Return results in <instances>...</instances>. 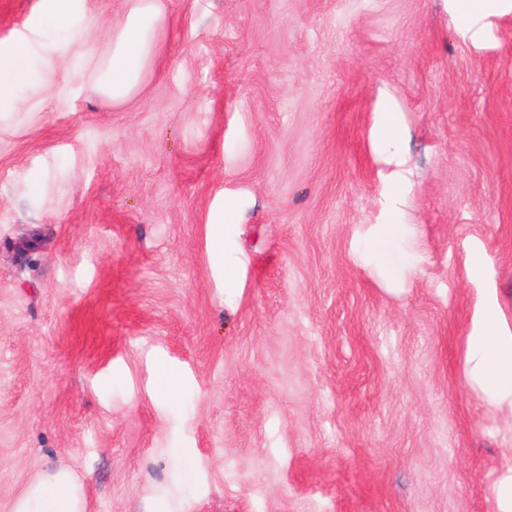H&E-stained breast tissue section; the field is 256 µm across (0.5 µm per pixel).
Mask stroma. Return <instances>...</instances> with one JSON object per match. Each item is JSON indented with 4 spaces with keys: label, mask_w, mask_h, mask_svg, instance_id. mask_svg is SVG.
<instances>
[{
    "label": "stroma",
    "mask_w": 512,
    "mask_h": 512,
    "mask_svg": "<svg viewBox=\"0 0 512 512\" xmlns=\"http://www.w3.org/2000/svg\"><path fill=\"white\" fill-rule=\"evenodd\" d=\"M80 6L103 52L127 0ZM154 42L122 104L0 117V512L54 468L85 512H502L512 0H167ZM470 379L492 402L512 403V334H503L493 310L484 316L483 332L475 336L469 357Z\"/></svg>",
    "instance_id": "35a3bbf8"
}]
</instances>
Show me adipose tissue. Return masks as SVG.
<instances>
[{"mask_svg": "<svg viewBox=\"0 0 512 512\" xmlns=\"http://www.w3.org/2000/svg\"><path fill=\"white\" fill-rule=\"evenodd\" d=\"M164 0H131L123 23L109 36L105 56L86 48V31L75 25V0H40L36 22H51L64 33L66 50L92 72L89 91L102 100L123 103L137 88L152 51V33L164 22ZM34 45L17 37L0 50V112L21 111L23 86L34 84L52 99L71 76L64 58L49 54L33 59ZM470 378L493 402H512V334H503L494 311L484 316L483 332L474 338ZM12 512H84L82 485L69 471L55 470L36 479L15 502Z\"/></svg>", "mask_w": 512, "mask_h": 512, "instance_id": "ef3b65f1", "label": "adipose tissue"}]
</instances>
